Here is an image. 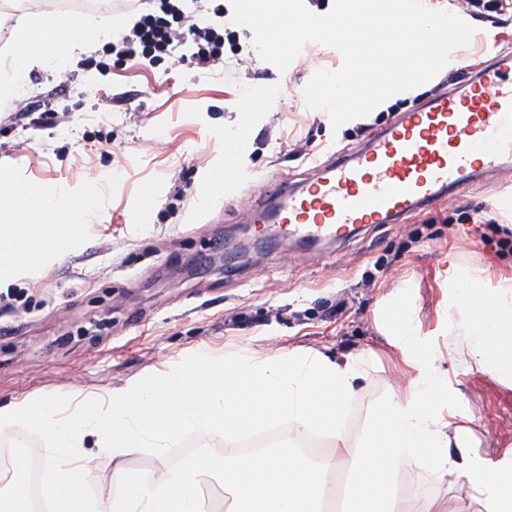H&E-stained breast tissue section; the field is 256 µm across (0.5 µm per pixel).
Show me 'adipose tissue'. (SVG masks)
I'll use <instances>...</instances> for the list:
<instances>
[{"instance_id": "obj_1", "label": "adipose tissue", "mask_w": 512, "mask_h": 512, "mask_svg": "<svg viewBox=\"0 0 512 512\" xmlns=\"http://www.w3.org/2000/svg\"><path fill=\"white\" fill-rule=\"evenodd\" d=\"M118 31L112 19L93 14H30L12 31L11 58L0 64V100L16 96L25 70L61 67L86 41ZM68 199L65 191L0 184V282L79 245L84 227ZM36 215L43 222L34 226ZM438 277L432 329L418 320L409 283L380 303L376 319L405 381L370 405L358 432H349L347 422L374 378L377 353L370 348L340 358L302 347L222 356L201 349L110 389L106 399L84 398L64 417L60 397L45 393L0 406V430L48 443L39 489L53 512H212L201 488L215 479L224 489V512H325V477L337 470L344 474L339 512H440L435 494L405 493L412 468L439 484L466 487L476 512H512V449L496 459L478 452L479 420L449 383L439 343L443 336L461 338L473 369L512 387V271L452 262ZM282 419L291 424L287 448L245 457L203 451L178 466L163 461L185 431L228 443ZM316 429L333 438L332 453L317 463L296 450ZM89 440L94 449H86ZM145 448L160 465L131 474L125 459ZM107 457L108 488L85 495V475Z\"/></svg>"}]
</instances>
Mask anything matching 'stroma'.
I'll use <instances>...</instances> for the list:
<instances>
[{
	"label": "stroma",
	"instance_id": "1",
	"mask_svg": "<svg viewBox=\"0 0 512 512\" xmlns=\"http://www.w3.org/2000/svg\"><path fill=\"white\" fill-rule=\"evenodd\" d=\"M63 9L62 0H0V61L25 15ZM474 25L469 45L433 80L337 131L303 98L315 70L342 65L317 42L282 73L259 58L249 31L205 69L128 60L116 36L87 46L66 72L23 74L21 97L0 101V175L98 203L81 247L0 287V405L40 392L94 396L201 347L221 355L303 346L334 356L370 347L379 370L356 405L351 425L359 427L368 405L403 381L374 323L381 296L412 280L418 315L431 327L437 273L449 261L512 265V253L495 247L512 229V211L495 204L502 176L476 177L435 209L339 243L306 249L262 232L241 258L232 251L252 191L202 214L195 191L203 179L240 171L297 180L331 145L362 148L394 113L460 83L461 64L487 61L492 42L512 48V14ZM149 193L158 202L146 208ZM448 369L481 419L483 445L511 446L512 389L470 369L460 342Z\"/></svg>",
	"mask_w": 512,
	"mask_h": 512
}]
</instances>
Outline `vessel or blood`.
Here are the masks:
<instances>
[{
  "label": "vessel or blood",
  "instance_id": "b4317fda",
  "mask_svg": "<svg viewBox=\"0 0 512 512\" xmlns=\"http://www.w3.org/2000/svg\"><path fill=\"white\" fill-rule=\"evenodd\" d=\"M512 165V55L493 52L479 73L441 89L355 152H332L303 182L262 184L255 224L311 242L391 224L462 193L473 173Z\"/></svg>",
  "mask_w": 512,
  "mask_h": 512
}]
</instances>
